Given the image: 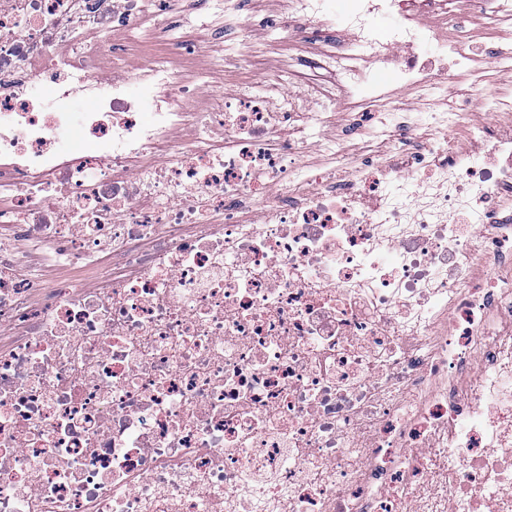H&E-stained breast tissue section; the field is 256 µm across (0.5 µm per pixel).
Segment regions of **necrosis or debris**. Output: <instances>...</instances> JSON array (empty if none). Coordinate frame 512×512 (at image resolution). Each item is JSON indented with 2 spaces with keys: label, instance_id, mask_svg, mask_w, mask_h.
<instances>
[{
  "label": "necrosis or debris",
  "instance_id": "1",
  "mask_svg": "<svg viewBox=\"0 0 512 512\" xmlns=\"http://www.w3.org/2000/svg\"><path fill=\"white\" fill-rule=\"evenodd\" d=\"M188 2L0 0V512H512V0ZM287 5L288 2L285 0H261V2L254 4L252 47L248 55V59L254 64V69H275L286 66L301 73L309 70L306 58L311 56L312 49H307L308 53H291L285 49L281 39H272L267 34L266 18L268 16L286 17ZM198 35L210 42L211 45V53L209 58L204 59H191L184 61L183 65L185 68L189 71H195L197 69L206 68L207 64L210 60H222L225 58H232L237 55V53L231 49L230 45L226 42H221L219 40H216L213 36V34L210 31L207 30H197ZM251 68L250 66H242L240 68L225 67L224 71L214 70L211 71V84L204 87V92L217 87L224 94L234 95L238 93L244 86H247L251 81Z\"/></svg>",
  "mask_w": 512,
  "mask_h": 512
}]
</instances>
